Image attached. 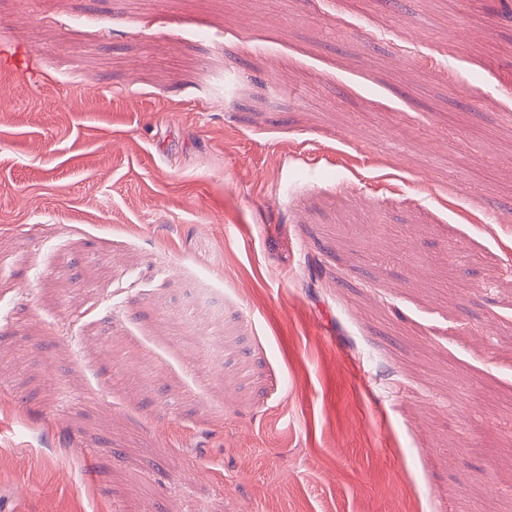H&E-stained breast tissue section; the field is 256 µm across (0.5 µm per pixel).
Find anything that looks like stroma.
<instances>
[{"label":"stroma","mask_w":512,"mask_h":512,"mask_svg":"<svg viewBox=\"0 0 512 512\" xmlns=\"http://www.w3.org/2000/svg\"><path fill=\"white\" fill-rule=\"evenodd\" d=\"M2 46L0 512H512V0H0Z\"/></svg>","instance_id":"stroma-1"}]
</instances>
